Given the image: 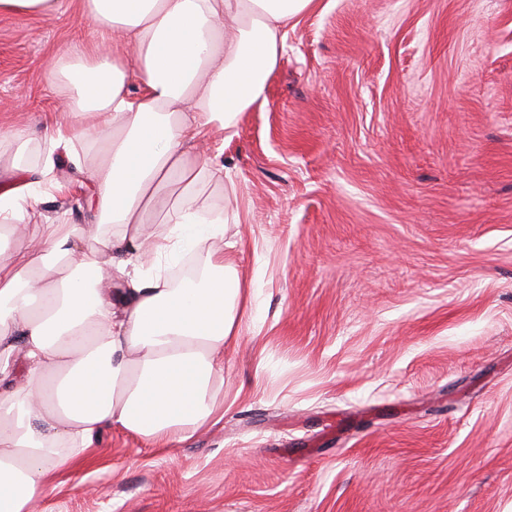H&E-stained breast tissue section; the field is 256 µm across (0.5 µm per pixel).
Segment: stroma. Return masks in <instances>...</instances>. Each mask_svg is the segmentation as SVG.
Masks as SVG:
<instances>
[{"label": "stroma", "instance_id": "obj_1", "mask_svg": "<svg viewBox=\"0 0 512 512\" xmlns=\"http://www.w3.org/2000/svg\"><path fill=\"white\" fill-rule=\"evenodd\" d=\"M81 0L0 16V163L70 123L46 63ZM201 200L253 281L224 417L176 451L118 429L50 512H512V0H315ZM44 177L47 217L86 212Z\"/></svg>", "mask_w": 512, "mask_h": 512}]
</instances>
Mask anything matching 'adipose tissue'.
<instances>
[{"label":"adipose tissue","instance_id":"ef3b65f1","mask_svg":"<svg viewBox=\"0 0 512 512\" xmlns=\"http://www.w3.org/2000/svg\"><path fill=\"white\" fill-rule=\"evenodd\" d=\"M312 3L84 0L115 41L66 52L51 73L96 125L46 128L43 165L60 155L87 174L90 229L37 223L38 180L0 193V512H37L105 428L168 450L223 418L214 383L248 285L221 246L228 216L193 191L224 169L194 146L264 98ZM87 141L99 160L76 150ZM198 251L201 279L172 286L164 265Z\"/></svg>","mask_w":512,"mask_h":512}]
</instances>
